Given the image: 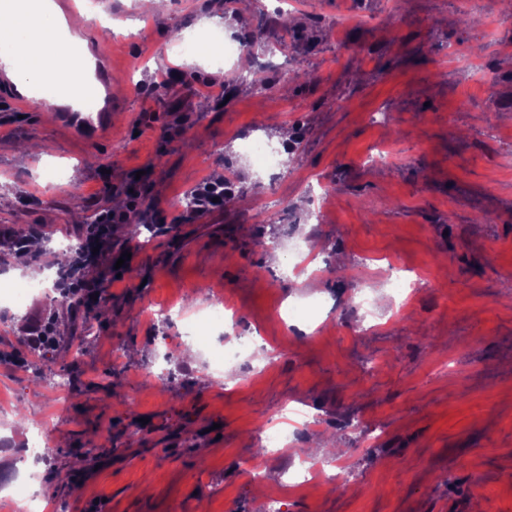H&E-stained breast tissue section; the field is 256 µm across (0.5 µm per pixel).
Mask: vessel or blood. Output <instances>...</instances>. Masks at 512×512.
Masks as SVG:
<instances>
[{
    "label": "vessel or blood",
    "instance_id": "1",
    "mask_svg": "<svg viewBox=\"0 0 512 512\" xmlns=\"http://www.w3.org/2000/svg\"><path fill=\"white\" fill-rule=\"evenodd\" d=\"M27 10L26 27L40 49L50 51L62 36L53 31L43 36L39 27V9L35 0H13ZM64 15L71 37L80 47L67 57L52 55L50 63L56 73L52 94H44L38 83L22 79L8 62L16 53V39L11 31L0 29V94L20 105H51L58 122L78 136L94 140L101 138L112 126V72L95 41L81 26L75 0H56Z\"/></svg>",
    "mask_w": 512,
    "mask_h": 512
}]
</instances>
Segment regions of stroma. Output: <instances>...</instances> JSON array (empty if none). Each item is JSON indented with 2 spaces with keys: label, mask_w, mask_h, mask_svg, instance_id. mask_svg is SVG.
Wrapping results in <instances>:
<instances>
[{
  "label": "stroma",
  "mask_w": 512,
  "mask_h": 512,
  "mask_svg": "<svg viewBox=\"0 0 512 512\" xmlns=\"http://www.w3.org/2000/svg\"><path fill=\"white\" fill-rule=\"evenodd\" d=\"M275 5L253 0L242 21L224 0H169L151 17L138 0H83L88 33L112 58L107 136L81 139L37 107L0 108V230L85 234L86 216L111 209L136 173L156 205L150 246L90 317L65 407L36 376L28 334L48 322L67 360L80 318L67 300L37 296L22 315L0 311V394L13 403L0 481L31 472L42 484L78 457L68 512H265L269 487L303 456L351 474L346 486L324 479L291 495L287 512H512V53L501 50L512 27L495 23L512 10L488 0L480 24L455 0H400L394 19L385 0H297L283 26L264 16ZM338 18L349 22L340 34ZM205 19L228 37L289 40L268 85L244 79L250 53L227 61L189 48ZM455 40L483 64L463 84L435 53ZM213 83L226 104L211 99ZM242 135L289 164L262 171L239 159ZM51 166L65 176L49 184ZM227 177L234 203L190 214L187 195ZM257 181L283 218L257 223ZM320 183L331 193L317 218ZM291 233L321 241L328 274L268 262L263 241ZM52 260L1 250L0 279L42 277ZM393 261L421 284L401 318L384 284ZM360 283L377 290L365 321L351 301ZM218 291L242 325L288 345L272 367L255 358L246 384L232 366L210 373L204 354L166 357L183 323L147 315L170 301L198 310ZM299 301L321 303L323 334L280 323V306ZM293 404L318 418L317 433L261 450V429ZM38 418L51 423L50 450L25 468L18 450ZM358 423L381 431L362 452Z\"/></svg>",
  "instance_id": "1"
}]
</instances>
